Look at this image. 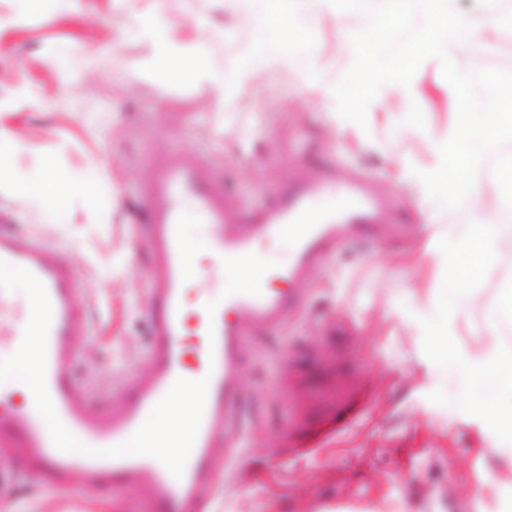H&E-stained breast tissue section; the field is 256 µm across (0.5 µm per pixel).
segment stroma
Here are the masks:
<instances>
[{"label": "stroma", "mask_w": 512, "mask_h": 512, "mask_svg": "<svg viewBox=\"0 0 512 512\" xmlns=\"http://www.w3.org/2000/svg\"><path fill=\"white\" fill-rule=\"evenodd\" d=\"M160 6L187 42L209 44V60L231 71L253 45L252 25L232 0H140ZM224 24L211 39L209 21ZM359 12L340 11L315 28L326 81L353 58L344 46ZM123 0H48L21 18L0 0V135L29 151L18 175L48 160L69 173L98 174V201L74 197L65 224L42 223L11 182H0V223L38 225L80 279L86 334L78 340V382L104 402L141 365L149 338L144 313L149 257L135 244L140 178L137 154L165 142L203 152L239 194H269L302 172L343 163L390 199L374 238L346 242L319 266L302 305L268 333L245 381L249 436L231 473L217 471L209 512H512V458L480 418L451 402L460 376L423 350L420 318L432 316L444 268V227L425 224L419 189L403 179V159L432 163L427 133L446 131L454 93L438 59L419 67L408 96L388 93L367 110L368 128L340 127L328 99L293 69L268 68L217 106L210 84L186 88L143 73L150 44L132 33ZM417 112L408 121V112ZM512 289V266L488 270L458 302L449 331L461 355L494 342L485 310ZM0 512H151L136 493L73 484L50 490L23 471L0 485Z\"/></svg>", "instance_id": "stroma-1"}]
</instances>
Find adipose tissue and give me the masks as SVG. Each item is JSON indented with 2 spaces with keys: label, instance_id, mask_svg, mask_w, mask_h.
Here are the masks:
<instances>
[{
  "label": "adipose tissue",
  "instance_id": "adipose-tissue-1",
  "mask_svg": "<svg viewBox=\"0 0 512 512\" xmlns=\"http://www.w3.org/2000/svg\"><path fill=\"white\" fill-rule=\"evenodd\" d=\"M25 150L26 144L20 138H0V180L16 179L23 203L36 210L43 223H63L62 207L70 197L81 196L96 201L98 179L92 170L76 177L44 161L31 176L16 178L12 163Z\"/></svg>",
  "mask_w": 512,
  "mask_h": 512
}]
</instances>
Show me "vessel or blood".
Segmentation results:
<instances>
[{
  "label": "vessel or blood",
  "mask_w": 512,
  "mask_h": 512,
  "mask_svg": "<svg viewBox=\"0 0 512 512\" xmlns=\"http://www.w3.org/2000/svg\"><path fill=\"white\" fill-rule=\"evenodd\" d=\"M142 178L134 194L142 215L141 241L149 256L144 311L151 339L140 368L97 406L77 383L76 339L85 335L72 265L30 230L0 227V260L39 278L53 317L47 340L46 385L59 418L83 444L106 448L126 442L177 378L207 379L199 432L182 476L145 455L92 457L59 451L33 396L17 406L19 381L0 384V438L11 441L15 462L51 488L80 480L99 491L131 488L154 512H200L217 469L233 470L247 441L243 381L262 334L284 325L306 294L309 271L339 242L375 235L378 200L345 167L304 174L287 188L245 203L230 192L203 157L162 145L139 156ZM208 225L206 263L194 268L183 234L186 219ZM293 233L288 266L267 271L261 295L225 297L207 314L209 295L223 287V260L257 253L261 244ZM31 307L0 288V347H19Z\"/></svg>",
  "instance_id": "1"
}]
</instances>
